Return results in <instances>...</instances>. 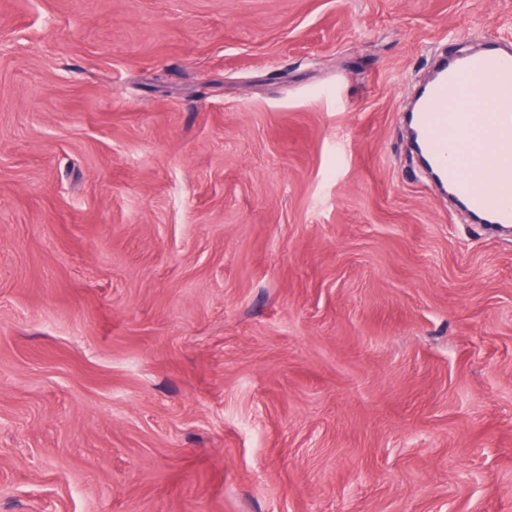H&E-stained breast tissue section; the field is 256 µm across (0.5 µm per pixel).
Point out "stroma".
<instances>
[{
  "instance_id": "obj_1",
  "label": "stroma",
  "mask_w": 512,
  "mask_h": 512,
  "mask_svg": "<svg viewBox=\"0 0 512 512\" xmlns=\"http://www.w3.org/2000/svg\"><path fill=\"white\" fill-rule=\"evenodd\" d=\"M512 0H0V512H512V233L399 119Z\"/></svg>"
}]
</instances>
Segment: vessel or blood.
Returning a JSON list of instances; mask_svg holds the SVG:
<instances>
[{
  "instance_id": "obj_1",
  "label": "vessel or blood",
  "mask_w": 512,
  "mask_h": 512,
  "mask_svg": "<svg viewBox=\"0 0 512 512\" xmlns=\"http://www.w3.org/2000/svg\"><path fill=\"white\" fill-rule=\"evenodd\" d=\"M459 109L448 114L449 100ZM491 101L500 123L485 122L472 103ZM411 124L421 156L436 179L467 212L493 226L512 224V196L475 186L466 176L480 151L493 155L489 179L512 181V51L493 45L440 60L419 89Z\"/></svg>"
}]
</instances>
